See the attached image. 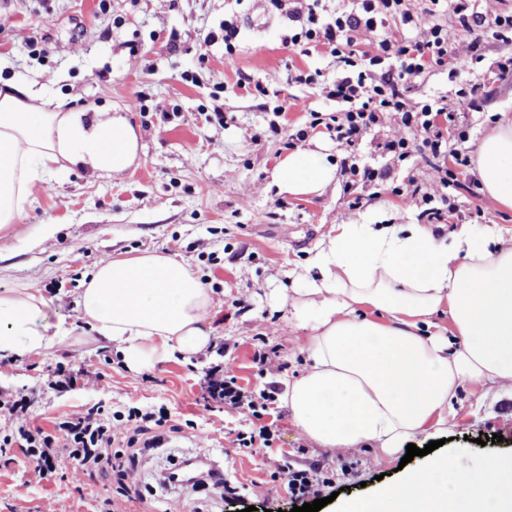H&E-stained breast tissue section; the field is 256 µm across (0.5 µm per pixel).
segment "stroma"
Here are the masks:
<instances>
[{"instance_id": "stroma-1", "label": "stroma", "mask_w": 512, "mask_h": 512, "mask_svg": "<svg viewBox=\"0 0 512 512\" xmlns=\"http://www.w3.org/2000/svg\"><path fill=\"white\" fill-rule=\"evenodd\" d=\"M228 13L241 28L230 62L223 42H204ZM287 33V19L269 0H0V84L34 81L70 108L126 113L141 145L136 162L115 178L67 164L45 174L32 190L26 222L0 230V292L37 288L50 323L72 329L63 343L0 359V395L26 398L30 425L48 433L93 405L110 414L163 407L179 426L162 445L142 451L138 480L127 488L112 472L90 476L66 462L53 478L38 479L25 449L13 446L0 455V512H245L250 506L291 512L297 500L270 468L273 460L319 467L326 481L321 494L329 499L321 512H343L349 500L402 479L401 454L369 448L340 454L292 423L282 395L304 372L307 355L285 300L297 286L295 271L331 225L364 221L380 205L395 223H416L415 212L390 189L411 175L427 181L430 169L419 158L393 164L377 147L388 131L377 128L357 157L390 168L392 178L364 210H348L339 182L319 196L279 193L272 173L288 153L287 134L303 128L310 111L336 109L320 91L336 77L335 58L289 47ZM510 52L512 43L485 38L481 63L453 77L437 69L416 91L451 102L465 83L493 89L483 111L464 117L470 151H477L501 103L512 102V78H498L494 67ZM301 70L319 72V88L296 82ZM242 75L271 82L291 101L284 135L267 134L264 99L238 87ZM304 103L309 112L301 111ZM215 111L223 112V122L211 121ZM153 252L188 265L211 289L213 331L204 352L163 361L149 356L131 368L116 344L78 322L76 313L99 260ZM271 347L277 365L260 367L256 352ZM214 364L250 392L274 390L260 418L207 404L203 377ZM59 365L73 376L60 392L48 386ZM87 371L101 375L99 386L84 385ZM453 406L441 430L415 437L417 447L439 441V454L462 470L489 455H512V391L468 384ZM262 426L273 433L269 447H238L239 432ZM199 455L223 471L225 487L164 482L167 471Z\"/></svg>"}]
</instances>
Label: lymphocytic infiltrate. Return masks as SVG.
I'll return each mask as SVG.
<instances>
[{
    "mask_svg": "<svg viewBox=\"0 0 512 512\" xmlns=\"http://www.w3.org/2000/svg\"><path fill=\"white\" fill-rule=\"evenodd\" d=\"M319 2L271 0L288 20L285 43L309 52L322 48L336 59V80L326 94L336 103L337 140L352 147L369 131L388 128L381 144L384 153L400 161L422 157L431 169L427 184L411 180L392 187V194L405 207L419 210L427 223H442L454 215L456 207H438V200L458 185L460 175L471 166L465 147L469 136L459 123L460 115L481 111L488 93L481 84L465 86L457 90V100L450 105L429 98L416 100L411 92L417 80L434 68L481 62L482 32H493L504 41L511 38L512 11L491 7L489 0H423L419 8L412 0H352L351 7L324 15ZM452 139L457 148H449ZM341 171L347 207L352 211L362 206L358 186H377L391 177L390 169L360 164L352 154L342 159ZM204 384L211 401L259 417L263 407L259 397L237 385L223 369L210 367ZM0 407L17 424L14 434L0 437V454L14 443H23L42 480L51 478L64 459L83 470L111 466L132 475L137 454L161 443L156 430L168 421L162 413L129 410L127 421L134 430L125 436V450L120 453L112 449V422L99 407L72 413L54 436L29 424L26 402L1 399Z\"/></svg>",
    "mask_w": 512,
    "mask_h": 512,
    "instance_id": "obj_1",
    "label": "lymphocytic infiltrate"
}]
</instances>
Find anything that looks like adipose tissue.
Here are the masks:
<instances>
[{
    "label": "adipose tissue",
    "mask_w": 512,
    "mask_h": 512,
    "mask_svg": "<svg viewBox=\"0 0 512 512\" xmlns=\"http://www.w3.org/2000/svg\"><path fill=\"white\" fill-rule=\"evenodd\" d=\"M139 137L118 113L66 108L34 85L0 91V224L26 216L31 189L59 162L112 176L137 160ZM476 170L486 203L512 209V118L481 141ZM336 177L325 156L298 149L272 179L295 196ZM290 302L306 332L309 365L288 383L293 424L325 448L393 454L448 421L459 386L512 390V244L493 229L461 227L451 240L421 224H336ZM211 291L174 258L145 253L102 261L83 290L80 318L116 343L127 365L209 342ZM41 297L0 293V358L59 340ZM375 317H368V310ZM447 312L449 326L436 324ZM344 512H512V457L458 470L445 456Z\"/></svg>",
    "instance_id": "obj_1"
}]
</instances>
